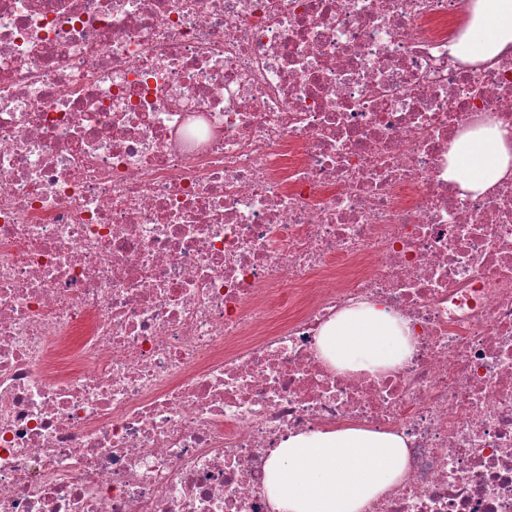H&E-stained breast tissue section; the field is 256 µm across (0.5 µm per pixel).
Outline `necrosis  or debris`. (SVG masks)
<instances>
[{
    "label": "necrosis or debris",
    "instance_id": "1",
    "mask_svg": "<svg viewBox=\"0 0 512 512\" xmlns=\"http://www.w3.org/2000/svg\"><path fill=\"white\" fill-rule=\"evenodd\" d=\"M471 0H0V512H275L288 435L404 436L364 512H512V52ZM404 320L395 368L321 327ZM453 49L471 62L490 61L512 50V0H473ZM512 173V130L488 121L463 135L448 159V180L467 193H483ZM405 324L380 306L345 308L320 329V354L332 367L374 372L400 365L409 353Z\"/></svg>",
    "mask_w": 512,
    "mask_h": 512
}]
</instances>
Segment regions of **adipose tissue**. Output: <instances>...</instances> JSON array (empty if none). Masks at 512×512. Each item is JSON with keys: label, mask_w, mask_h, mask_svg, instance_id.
<instances>
[{"label": "adipose tissue", "mask_w": 512, "mask_h": 512, "mask_svg": "<svg viewBox=\"0 0 512 512\" xmlns=\"http://www.w3.org/2000/svg\"><path fill=\"white\" fill-rule=\"evenodd\" d=\"M512 50V0H472L454 51L486 62ZM512 174V129L487 122L463 135L448 159V179L462 191L485 192ZM332 367L373 372L400 365L409 353L405 324L361 302L327 321L318 338ZM407 466L400 434L352 425L289 435L266 466L265 493L276 512H363L396 485Z\"/></svg>", "instance_id": "obj_1"}]
</instances>
